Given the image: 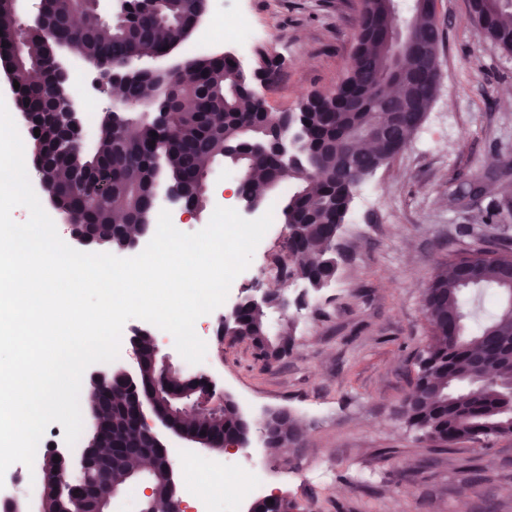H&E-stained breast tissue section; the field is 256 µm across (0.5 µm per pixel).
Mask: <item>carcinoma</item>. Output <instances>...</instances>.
<instances>
[{"instance_id": "1", "label": "carcinoma", "mask_w": 512, "mask_h": 512, "mask_svg": "<svg viewBox=\"0 0 512 512\" xmlns=\"http://www.w3.org/2000/svg\"><path fill=\"white\" fill-rule=\"evenodd\" d=\"M203 7V0H141L125 22L101 21L93 15L85 19L87 32L59 26L68 9L67 0H43L46 21L57 27L52 38L29 34L22 53L14 51L21 27L14 0H0V57L11 73L22 75L15 91L22 112L29 116L32 137L30 161L40 178L43 192L52 205L79 228H90L104 238V244L119 248L121 232L113 228L116 217L137 223L142 229L152 224L154 204L150 188L157 177L152 160L154 129L143 126L127 137L112 134V114L100 121V137L91 150L57 147V115L51 107L54 96H72L70 82L55 84L46 71L47 61L60 55L76 57L103 70L129 57L163 56L181 45L192 33L191 21ZM472 25L482 36L512 52V0H474ZM406 20L421 35L436 25L427 12L417 11L415 0H370L368 14L360 17L357 43L346 76L330 93H314L300 102L298 111L307 121L310 139L307 158L299 164L280 166L253 145L266 139L265 126L255 117L244 85L237 81L231 62L222 56L199 55L184 60L187 72L159 73L136 84L133 91L145 109L177 113L175 132L164 152L170 183L178 185L186 201L201 202L199 175L224 158L229 146H239L243 162L265 177L293 187L281 208L282 224L292 233L286 242V275L305 280L318 291L337 271L336 235L349 212L355 190L380 168L388 165L408 145L411 135L422 125L437 94L438 83L423 79L417 84L398 86L399 96L412 107L405 129L393 141L378 146L358 161L348 158L346 149L353 140L364 141L382 118L381 80L386 70L389 48L380 34L391 28L396 18ZM348 93L363 99L357 112L345 110L342 100ZM195 102L183 111L181 101ZM242 191L252 198L267 199L266 182L249 176ZM512 252L497 258L483 256L474 248L438 267L423 295V306L431 335L417 359L412 390L403 401L402 417L408 428L422 440L437 445L478 441L512 434V316L504 309L467 327L483 308V293L493 290L504 295L512 285L501 276ZM461 265L476 270L477 282L466 285L457 276ZM270 310L246 306L241 311L233 335L250 340L256 355L265 362L283 358L294 342L295 320L280 318L271 332ZM140 382H127L121 375L117 384L128 389L149 390L160 375L152 359L150 337L137 341ZM483 354L493 361L494 372L478 377L473 358ZM168 389L192 385L195 396L205 394L191 379L174 372L161 379ZM154 406L167 417L180 435L207 439L206 446L221 450L224 437L247 440L249 425L237 403L227 399L213 411L199 410L184 418L174 400L163 393ZM90 415L101 430L87 447L103 448L111 434L130 446L140 442L139 429L126 417L105 406H90ZM41 512H76L75 504L58 494L54 486L43 484ZM156 502L175 498L173 473L158 471L153 479Z\"/></svg>"}]
</instances>
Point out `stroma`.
Masks as SVG:
<instances>
[{"label":"stroma","mask_w":512,"mask_h":512,"mask_svg":"<svg viewBox=\"0 0 512 512\" xmlns=\"http://www.w3.org/2000/svg\"><path fill=\"white\" fill-rule=\"evenodd\" d=\"M361 0H206L202 26L227 23L213 54L233 53L246 72L256 52L278 57L253 89L276 112L294 111L345 76ZM443 29L441 80L406 149L358 190L337 238L345 259L328 288L300 309L296 343L281 361L256 358L248 340L218 333L225 306L278 284L284 227L271 224L224 307L199 318L207 345L188 367L173 336L162 355L183 376L208 375L250 424L230 461L263 468L268 491L294 512H512V435L435 448L417 439L400 407L429 338L423 294L440 264L479 247L512 248V53L478 35L469 0H436ZM485 193L455 200L476 177ZM281 408L298 444L270 455L255 424Z\"/></svg>","instance_id":"stroma-1"}]
</instances>
